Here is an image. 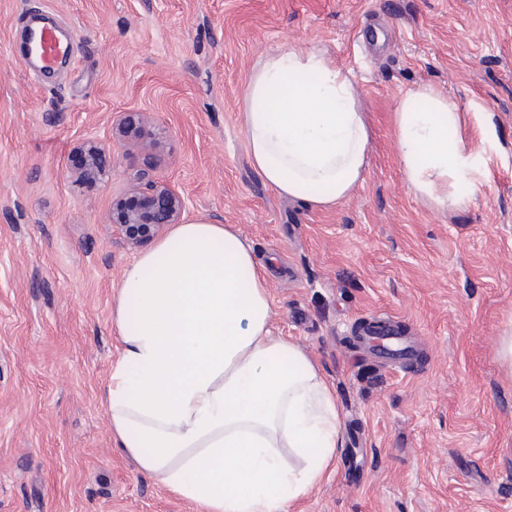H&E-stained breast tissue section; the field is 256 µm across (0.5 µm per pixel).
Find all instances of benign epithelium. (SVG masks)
I'll list each match as a JSON object with an SVG mask.
<instances>
[{
    "label": "benign epithelium",
    "mask_w": 512,
    "mask_h": 512,
    "mask_svg": "<svg viewBox=\"0 0 512 512\" xmlns=\"http://www.w3.org/2000/svg\"><path fill=\"white\" fill-rule=\"evenodd\" d=\"M150 124V116L145 112L121 113L112 120V149L138 148L152 154L155 141L146 137ZM101 151V146L95 142L81 146L82 167L76 177L94 175L99 171ZM184 212L181 192L168 183L151 179L148 169H142L134 176L127 197H120L112 204L115 226L134 246L160 234L168 225L182 223Z\"/></svg>",
    "instance_id": "1"
}]
</instances>
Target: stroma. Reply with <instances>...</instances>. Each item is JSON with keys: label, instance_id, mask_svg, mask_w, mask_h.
Returning a JSON list of instances; mask_svg holds the SVG:
<instances>
[{"label": "stroma", "instance_id": "obj_1", "mask_svg": "<svg viewBox=\"0 0 512 512\" xmlns=\"http://www.w3.org/2000/svg\"><path fill=\"white\" fill-rule=\"evenodd\" d=\"M36 1L0 0V512H200L115 448L103 403L141 252L112 201L147 163L185 221L246 239L273 334L335 390L336 471L292 512H512V0H40L75 42L37 77L19 23ZM294 43L351 71L371 131L363 185L326 211L264 183L240 121L252 69ZM426 84L458 103L482 172L447 212L408 190L391 127ZM118 112L150 113L159 152L107 153L75 183L77 147L108 143ZM383 314L418 336L411 369L354 345Z\"/></svg>", "mask_w": 512, "mask_h": 512}]
</instances>
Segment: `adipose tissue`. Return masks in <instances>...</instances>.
Wrapping results in <instances>:
<instances>
[{"instance_id":"adipose-tissue-1","label":"adipose tissue","mask_w":512,"mask_h":512,"mask_svg":"<svg viewBox=\"0 0 512 512\" xmlns=\"http://www.w3.org/2000/svg\"><path fill=\"white\" fill-rule=\"evenodd\" d=\"M241 125L279 195L329 210L364 181L370 133L350 71L291 45L252 70ZM457 102L434 86L392 114L408 189L439 211L466 200L477 156ZM250 245L229 224L173 225L124 270L112 305L121 350L104 393L112 439L139 470L203 512H289L342 446L335 394L293 340L273 335Z\"/></svg>"}]
</instances>
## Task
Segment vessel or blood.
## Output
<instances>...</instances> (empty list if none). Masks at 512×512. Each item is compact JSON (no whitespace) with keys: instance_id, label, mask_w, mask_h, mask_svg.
Here are the masks:
<instances>
[{"instance_id":"obj_1","label":"vessel or blood","mask_w":512,"mask_h":512,"mask_svg":"<svg viewBox=\"0 0 512 512\" xmlns=\"http://www.w3.org/2000/svg\"><path fill=\"white\" fill-rule=\"evenodd\" d=\"M29 44L36 50L28 54V65L38 69L51 68L56 61L69 52V44L61 42L56 29L38 15L30 16L27 25ZM360 340L370 354L380 363L401 369L414 365L418 356V339L401 332L389 318H375L363 321L360 325Z\"/></svg>"}]
</instances>
